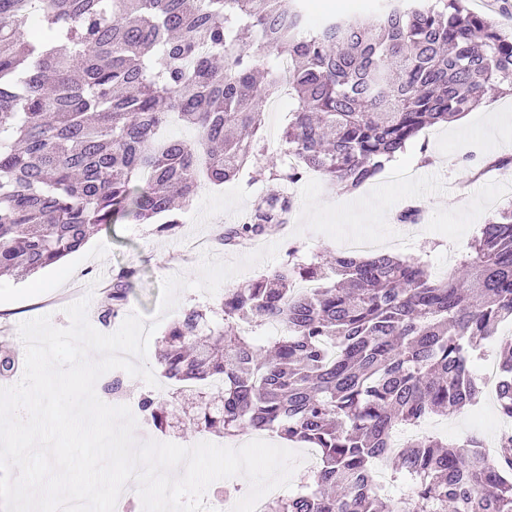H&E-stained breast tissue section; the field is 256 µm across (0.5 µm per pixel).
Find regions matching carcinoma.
Returning a JSON list of instances; mask_svg holds the SVG:
<instances>
[{
	"mask_svg": "<svg viewBox=\"0 0 512 512\" xmlns=\"http://www.w3.org/2000/svg\"><path fill=\"white\" fill-rule=\"evenodd\" d=\"M378 26L304 0H0V276L32 275L111 224H181L202 183L240 178L266 158L272 188L229 246L289 223L284 187L318 173L345 190L375 179L428 126L512 96V32L465 0H382ZM288 59V74L278 61ZM288 84L282 140L267 153L264 107ZM198 131L165 137L171 118ZM133 270L104 291L98 319L129 302ZM311 281L309 292L296 283ZM217 319L183 310L164 334V376L188 398L193 433L271 431L319 450L308 489L267 512H512V439L491 466L480 440L390 434L448 417L481 396L472 352L512 323V205L440 281L389 252L292 259L224 295ZM280 327L264 353L251 336ZM498 411L512 418V341L499 353ZM153 425L167 411L140 399ZM412 494L372 487L374 461Z\"/></svg>",
	"mask_w": 512,
	"mask_h": 512,
	"instance_id": "obj_1",
	"label": "carcinoma"
}]
</instances>
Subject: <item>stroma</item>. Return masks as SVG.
I'll use <instances>...</instances> for the list:
<instances>
[{"label": "stroma", "instance_id": "1", "mask_svg": "<svg viewBox=\"0 0 512 512\" xmlns=\"http://www.w3.org/2000/svg\"><path fill=\"white\" fill-rule=\"evenodd\" d=\"M466 120L470 127L466 134L457 133L452 122L423 129L395 159L396 164L413 169V179L394 184L380 177L364 185L358 191L363 207L351 208L346 202L347 191L318 176L295 184L292 222L283 231L259 240L263 246L277 244L275 260L226 280L222 291L211 296L193 289L180 291L175 309L164 318L156 316L163 279L172 275L197 279L206 252L225 261L247 255V248L221 245L218 235L223 228L237 224L269 189V182L258 174L264 159L249 163L240 179L197 195L174 232L159 233L152 224H114L95 232L79 252L39 273L21 279L1 278L0 353L12 351L24 356L20 323L46 315L55 327H66V307L85 296L90 299L87 318L96 322L105 288L121 269L132 268L137 275L131 284L128 311L139 312L148 321H160L146 358L158 376L157 385L149 387L142 379L128 375L120 397L108 395L104 401L122 405L150 391L167 409L175 410L179 404L172 397L171 383L160 375L158 360L165 329L184 309L218 306L226 290L287 261L290 248H297L302 263L320 262L340 252L336 227L344 224L366 230L383 250L420 259L429 264L435 277H446L454 272L480 225L500 211L503 197L512 196V166L495 179L479 174L489 156H512V97L484 99L467 113ZM409 202L425 207L423 223L403 225L396 221V212ZM476 410L481 415L477 422L467 414L437 418V433L452 441L468 435L493 439L497 417L493 401L481 400Z\"/></svg>", "mask_w": 512, "mask_h": 512}]
</instances>
